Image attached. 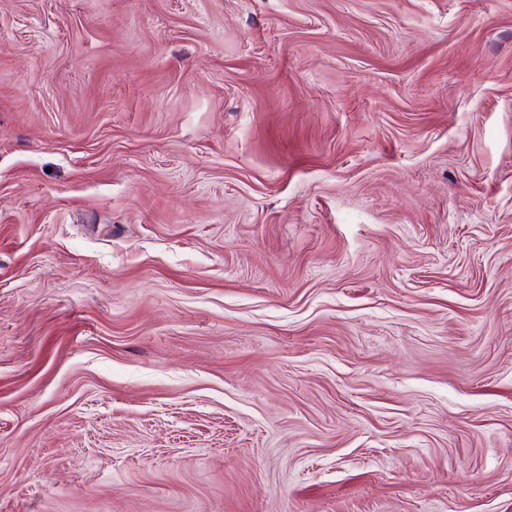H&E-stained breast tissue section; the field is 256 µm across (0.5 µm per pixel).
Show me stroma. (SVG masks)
Segmentation results:
<instances>
[{
	"label": "stroma",
	"mask_w": 512,
	"mask_h": 512,
	"mask_svg": "<svg viewBox=\"0 0 512 512\" xmlns=\"http://www.w3.org/2000/svg\"><path fill=\"white\" fill-rule=\"evenodd\" d=\"M0 512H512V0H0Z\"/></svg>",
	"instance_id": "obj_1"
}]
</instances>
